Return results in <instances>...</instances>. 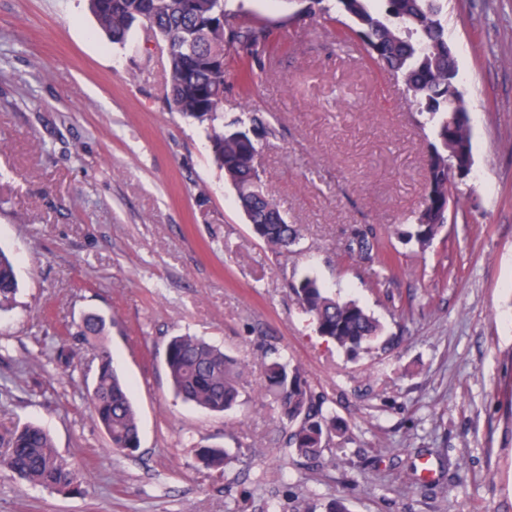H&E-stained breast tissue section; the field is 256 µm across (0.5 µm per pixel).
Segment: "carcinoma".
Wrapping results in <instances>:
<instances>
[{
  "label": "carcinoma",
  "mask_w": 512,
  "mask_h": 512,
  "mask_svg": "<svg viewBox=\"0 0 512 512\" xmlns=\"http://www.w3.org/2000/svg\"><path fill=\"white\" fill-rule=\"evenodd\" d=\"M227 0H89L90 9L109 40L126 41L142 26L168 48L166 104L203 126L215 163L234 188L237 202L254 224L253 233L272 251L282 254L300 237L299 228L285 221L279 203L258 173L243 163L258 151V138L274 134L271 124L255 118L224 123L226 65L239 64L238 78L253 81L255 68L269 56V30L260 22L226 8ZM445 0H311V8L342 29L338 44L358 42L371 64L401 79L409 101L432 123L428 142L427 183L423 204L410 229L398 232L424 250L448 223V163L472 155L470 117L459 90V70L449 52ZM377 229L356 230L348 249L361 261H371L379 249ZM19 289L13 257L0 249V313L8 311ZM301 310L316 331L346 354L357 357L375 348L391 350L395 338L384 336L379 319L353 299L343 300L304 277L292 285ZM84 340L103 335L105 322L87 315L77 325ZM90 409L106 431L116 453L140 447L138 412L129 386L101 348ZM165 364L177 396L209 412H228L240 403L245 364L197 336H175L166 346ZM265 395L276 404L279 432L285 447L311 461L325 459L334 437L346 425L325 408L305 370L277 351L265 356ZM198 457L212 469H223L235 457L218 446H201ZM0 468L19 479L58 491H79L75 465L57 452L50 434L28 424L0 434Z\"/></svg>",
  "instance_id": "cac0c4a2"
}]
</instances>
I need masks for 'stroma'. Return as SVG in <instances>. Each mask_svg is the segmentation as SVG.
Returning <instances> with one entry per match:
<instances>
[{
  "label": "stroma",
  "mask_w": 512,
  "mask_h": 512,
  "mask_svg": "<svg viewBox=\"0 0 512 512\" xmlns=\"http://www.w3.org/2000/svg\"><path fill=\"white\" fill-rule=\"evenodd\" d=\"M278 44L224 119L257 111L267 188L301 239L275 255L252 232L204 128L165 103L166 56L134 28L99 30L88 0H0V248L15 259L0 314V432L45 428L81 490L0 471V512H512V0H448L473 169L420 250L399 237L424 200L427 137L404 86L340 48L303 0H229ZM303 18L291 22L290 17ZM376 226L383 256L351 257ZM312 276L396 337L349 358L289 290ZM89 313L95 346L68 333ZM205 338L246 363L239 407L175 396L168 340ZM106 346L132 386L140 447L112 452L89 409ZM301 364L345 421L334 462L278 440L268 347ZM200 445L240 451L206 468ZM259 456H252V449Z\"/></svg>",
  "instance_id": "obj_1"
}]
</instances>
